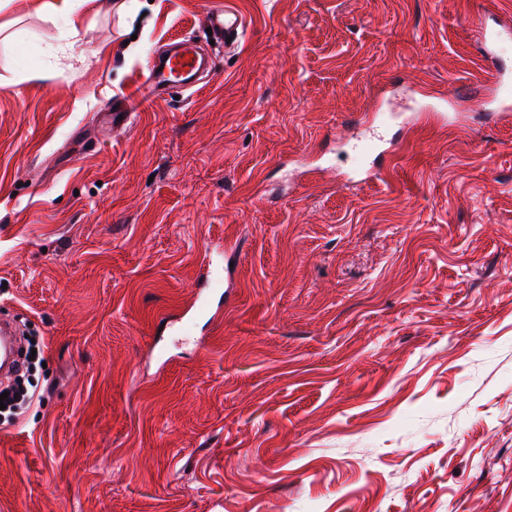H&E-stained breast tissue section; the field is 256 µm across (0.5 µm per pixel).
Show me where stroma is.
I'll list each match as a JSON object with an SVG mask.
<instances>
[{"label":"stroma","mask_w":512,"mask_h":512,"mask_svg":"<svg viewBox=\"0 0 512 512\" xmlns=\"http://www.w3.org/2000/svg\"><path fill=\"white\" fill-rule=\"evenodd\" d=\"M227 4L213 75L147 97ZM477 14L512 31V0H91L73 45L0 0V316L44 342L0 512H512V110L475 107ZM206 18L207 26L215 34L224 36V47L241 41L246 32L243 16L235 9L224 7V10L209 11Z\"/></svg>","instance_id":"obj_1"}]
</instances>
